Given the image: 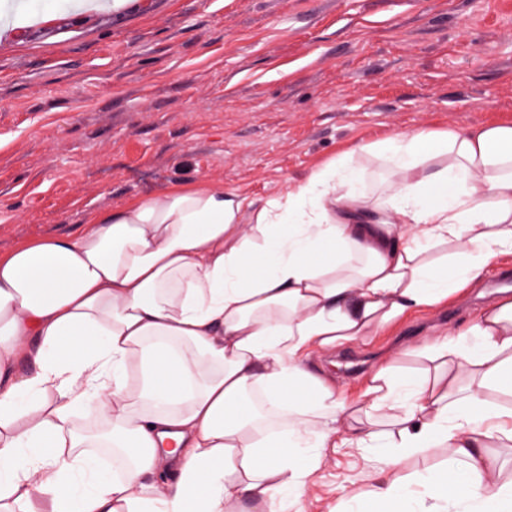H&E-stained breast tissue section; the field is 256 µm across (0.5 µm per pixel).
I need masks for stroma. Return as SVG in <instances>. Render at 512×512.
Segmentation results:
<instances>
[{
  "label": "stroma",
  "mask_w": 512,
  "mask_h": 512,
  "mask_svg": "<svg viewBox=\"0 0 512 512\" xmlns=\"http://www.w3.org/2000/svg\"><path fill=\"white\" fill-rule=\"evenodd\" d=\"M503 121L512 0H128L50 21L35 0L0 32V252L169 187L218 186L250 212L353 147L379 197V142ZM506 267L306 365L349 403L385 362L427 368L421 350L474 323ZM379 467L321 449L307 494L277 510L334 512Z\"/></svg>",
  "instance_id": "obj_1"
}]
</instances>
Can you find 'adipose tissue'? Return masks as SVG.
Returning a JSON list of instances; mask_svg holds the SVG:
<instances>
[{
  "instance_id": "1",
  "label": "adipose tissue",
  "mask_w": 512,
  "mask_h": 512,
  "mask_svg": "<svg viewBox=\"0 0 512 512\" xmlns=\"http://www.w3.org/2000/svg\"><path fill=\"white\" fill-rule=\"evenodd\" d=\"M270 199L251 223L223 188L169 189L78 234L0 253V512H276L314 449L450 455L378 483L371 512H512L483 452L512 440V298L386 364L360 405L302 358L446 302L512 255V122L415 132ZM134 454L103 475L89 433ZM361 161L366 168L367 183L374 192V197H382L383 186L387 179L386 166L368 152L362 154Z\"/></svg>"
}]
</instances>
